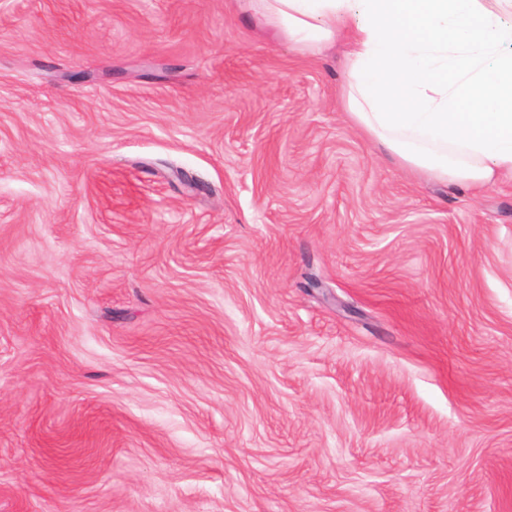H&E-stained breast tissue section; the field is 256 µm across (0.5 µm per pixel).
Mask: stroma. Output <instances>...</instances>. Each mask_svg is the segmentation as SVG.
I'll return each mask as SVG.
<instances>
[{"instance_id":"1","label":"stroma","mask_w":512,"mask_h":512,"mask_svg":"<svg viewBox=\"0 0 512 512\" xmlns=\"http://www.w3.org/2000/svg\"><path fill=\"white\" fill-rule=\"evenodd\" d=\"M343 79L237 0H0V512H512V178Z\"/></svg>"}]
</instances>
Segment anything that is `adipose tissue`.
<instances>
[{
  "instance_id": "obj_1",
  "label": "adipose tissue",
  "mask_w": 512,
  "mask_h": 512,
  "mask_svg": "<svg viewBox=\"0 0 512 512\" xmlns=\"http://www.w3.org/2000/svg\"><path fill=\"white\" fill-rule=\"evenodd\" d=\"M302 55L344 40L342 107L403 168L512 176V0H241Z\"/></svg>"
}]
</instances>
